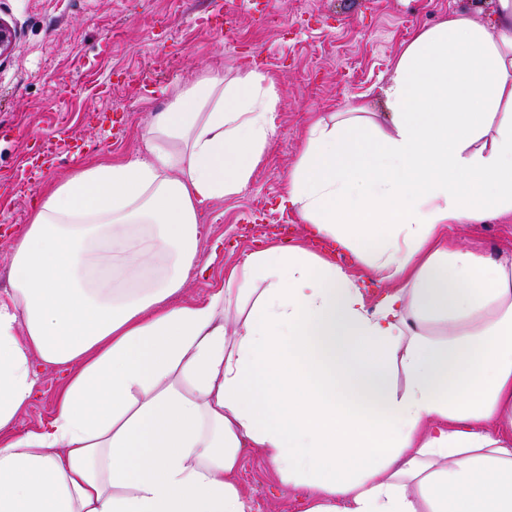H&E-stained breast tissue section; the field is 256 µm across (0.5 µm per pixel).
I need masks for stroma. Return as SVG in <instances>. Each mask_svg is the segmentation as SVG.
I'll list each match as a JSON object with an SVG mask.
<instances>
[{"instance_id": "stroma-1", "label": "stroma", "mask_w": 512, "mask_h": 512, "mask_svg": "<svg viewBox=\"0 0 512 512\" xmlns=\"http://www.w3.org/2000/svg\"><path fill=\"white\" fill-rule=\"evenodd\" d=\"M479 22L490 0H0L17 30L0 61V290L8 288L12 234L29 223L34 189L95 162L144 152L141 137L175 88L208 70L258 68L275 82L278 130L249 186L204 205L198 262L177 302L205 300L252 251L279 244L282 207L311 113L375 106L403 45L457 10ZM461 245L512 254V217L454 224ZM14 433L47 424L62 374L44 366ZM238 482L253 512H299L300 494L262 448L241 451Z\"/></svg>"}]
</instances>
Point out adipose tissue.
<instances>
[{
  "instance_id": "1",
  "label": "adipose tissue",
  "mask_w": 512,
  "mask_h": 512,
  "mask_svg": "<svg viewBox=\"0 0 512 512\" xmlns=\"http://www.w3.org/2000/svg\"><path fill=\"white\" fill-rule=\"evenodd\" d=\"M380 96L311 119L284 198L386 287L372 307L298 245L173 301L200 208L247 187L277 131L262 71L177 89L146 156L38 190L0 292V512H252L245 448L302 512H512V258L448 237L512 215V0L417 32ZM36 359L70 373L17 436Z\"/></svg>"
}]
</instances>
